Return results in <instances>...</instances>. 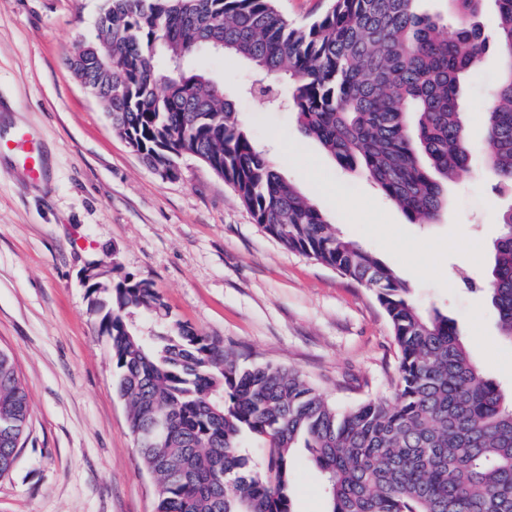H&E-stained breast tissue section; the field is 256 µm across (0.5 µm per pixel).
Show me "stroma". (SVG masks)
I'll return each instance as SVG.
<instances>
[{"label": "stroma", "instance_id": "obj_1", "mask_svg": "<svg viewBox=\"0 0 512 512\" xmlns=\"http://www.w3.org/2000/svg\"><path fill=\"white\" fill-rule=\"evenodd\" d=\"M107 0H0V139L32 131L44 174L0 158V348L32 407L0 512H153L144 471L94 332L80 273L90 262L153 282L172 314L220 339L239 362L299 371L342 408L389 395L397 350L373 294L266 235L232 188L186 156L165 180L112 129L66 60L95 36ZM195 68L224 83L278 172L358 241L427 308L453 318L470 357L512 391V343L485 292L493 242L512 191H495L484 153L483 103L497 56L463 82L471 158L448 185V207L410 223L361 171L340 167L304 136L294 113L248 92L249 66L201 51ZM297 512H328L317 471L300 462Z\"/></svg>", "mask_w": 512, "mask_h": 512}]
</instances>
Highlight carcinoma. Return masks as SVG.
<instances>
[{
  "label": "carcinoma",
  "instance_id": "1",
  "mask_svg": "<svg viewBox=\"0 0 512 512\" xmlns=\"http://www.w3.org/2000/svg\"><path fill=\"white\" fill-rule=\"evenodd\" d=\"M419 2L333 0L298 25L275 0H110L94 41L68 59L148 167L171 180L183 156L212 167L268 236L371 291L398 350L392 395L341 409L296 370L224 353L175 319L151 281L94 280L88 309L157 485L154 512H296L301 448L328 512H512V396L471 360L452 319L336 234L258 147L221 83L191 66L203 40L224 42L221 52L252 67L254 94L294 113L305 136L362 170L410 223L430 224L470 161L461 80L490 51L501 69L484 105L486 156L493 179L512 185V0H445L444 15ZM489 4L497 25L487 35L476 18ZM486 287L512 341V207ZM135 311L164 332L138 330ZM30 419L14 357L0 349V478ZM246 436L262 443L260 467L242 450Z\"/></svg>",
  "mask_w": 512,
  "mask_h": 512
}]
</instances>
